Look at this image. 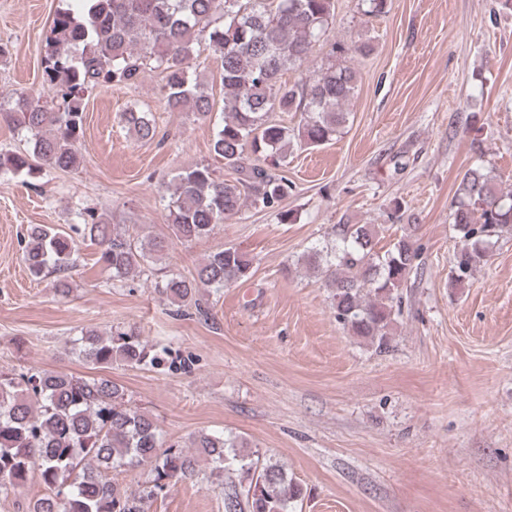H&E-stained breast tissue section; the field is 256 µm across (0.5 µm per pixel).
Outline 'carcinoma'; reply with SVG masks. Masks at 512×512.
I'll list each match as a JSON object with an SVG mask.
<instances>
[{
	"mask_svg": "<svg viewBox=\"0 0 512 512\" xmlns=\"http://www.w3.org/2000/svg\"><path fill=\"white\" fill-rule=\"evenodd\" d=\"M86 12L61 7L45 38L46 96L17 94L6 118L27 133L28 147L0 157V173L40 167L78 169L75 144L83 134L85 99L96 89L133 87L148 72L161 75V93L171 112L211 118L214 103L193 64L207 52L220 60L224 118L211 143L215 159L234 177L217 176L208 164L184 169L166 186L165 221L181 243L210 235L245 207L278 210L293 191L285 166L295 145L317 147L346 123L345 105L358 87V72L336 61V53L367 55L368 42L344 47L329 43V60L306 80L283 75L301 66L335 20L334 0H85ZM299 112L290 129L269 120L272 112ZM122 122L138 140L151 142L157 128L151 113L131 107ZM83 230L101 247L99 261L122 282L146 272L148 259L169 242L131 239L92 207L80 212ZM451 220L459 244L450 283L458 288L488 256L491 240L512 231V192H504L494 168L480 163L461 178ZM420 248L405 235L387 250L378 248L372 224L340 221L323 244L303 254L306 267L329 290L336 321L375 350L390 348L389 326L400 314L401 290L420 265ZM23 260L41 279L68 272L77 260L73 236L44 225L30 228ZM253 275V262L237 247L209 254L190 277L156 282L178 307L194 305L203 315L201 294L220 291ZM72 349L95 369L120 361L153 365L157 356L133 330L103 334L86 330ZM236 439L201 432L188 444L164 445L154 418L129 405L123 386L107 376L28 369L0 373V498L38 474L50 494L31 501L27 512H145L144 505L194 476L199 460L223 476L237 467L247 484H224V512H296L303 488L277 465L236 452ZM146 465L150 478L134 490L120 488L113 471Z\"/></svg>",
	"mask_w": 512,
	"mask_h": 512,
	"instance_id": "obj_1",
	"label": "carcinoma"
}]
</instances>
